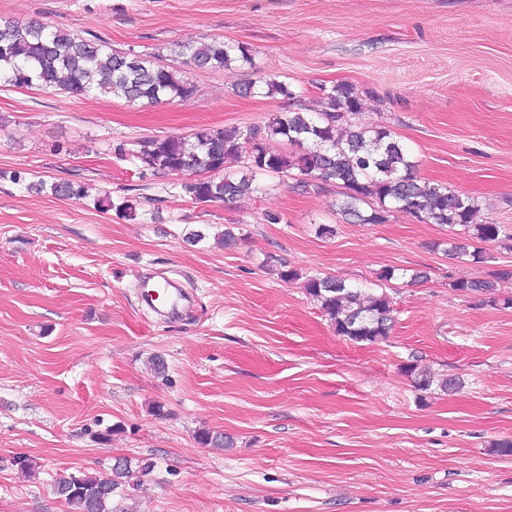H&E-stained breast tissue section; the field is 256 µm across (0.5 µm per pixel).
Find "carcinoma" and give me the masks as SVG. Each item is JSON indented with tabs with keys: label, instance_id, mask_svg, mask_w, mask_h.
<instances>
[{
	"label": "carcinoma",
	"instance_id": "1",
	"mask_svg": "<svg viewBox=\"0 0 512 512\" xmlns=\"http://www.w3.org/2000/svg\"><path fill=\"white\" fill-rule=\"evenodd\" d=\"M170 53L194 69H224L234 63L249 64L250 50L239 43L213 39L209 42H176ZM18 88H53L71 97L98 93L117 96L132 104H159L191 96L195 85L177 69L145 55L114 50L99 38H85L62 30H51L38 21L19 22L0 18V84ZM243 97L280 95L290 101L288 110L268 123L245 130L204 128L188 136H167L142 141L137 158L159 172L192 176L181 184L184 195L198 203H230L260 190L259 180L276 175L290 177L302 191L320 190L334 184L343 199L336 210L345 220L362 224H384L392 213H405L417 221L463 228L477 243L473 251L458 243L448 255L469 257L474 263L485 259L483 246L499 240L503 224H474L477 201L445 185L421 180L417 161L388 128L352 122L361 111V98L345 83L326 94L322 109L305 112L290 85L269 76L238 89ZM284 141L302 148L290 153L274 147ZM244 164L245 172L235 177L225 172L231 161ZM34 188L62 199H83L84 184L60 180L40 181ZM101 208H114L132 218L135 207L127 200L119 204L109 195L96 201ZM271 270L283 281L300 278L299 271L271 255ZM512 279L503 270L493 281L460 278L453 288L462 296H478L483 303L512 305V296L502 295L498 282ZM305 292L318 303L336 335L352 342L373 344L387 338L394 321V308L384 294L369 293L329 276L308 275ZM415 387L428 393L453 392L458 382L435 374L417 364L404 368ZM198 444L209 448L228 445L224 434L204 430ZM150 463L132 465L119 459L107 471L57 479L55 492L71 512H112V496L130 485L136 472L147 471Z\"/></svg>",
	"mask_w": 512,
	"mask_h": 512
}]
</instances>
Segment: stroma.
<instances>
[{"instance_id": "35a3bbf8", "label": "stroma", "mask_w": 512, "mask_h": 512, "mask_svg": "<svg viewBox=\"0 0 512 512\" xmlns=\"http://www.w3.org/2000/svg\"><path fill=\"white\" fill-rule=\"evenodd\" d=\"M0 16L175 68L176 41L239 42L254 59L187 70L195 94L153 106L0 86V512H69L55 479L118 458L154 468L112 512H512V456L494 448L512 439V308L452 287L512 270V240L460 262L440 225L339 221L333 185L303 193L271 176L199 204L186 175L135 157L147 139L287 108L237 96L244 83L284 77L310 112L347 83L358 122L393 130L419 177L475 198L474 223L511 229L512 0H0ZM59 180L87 197L32 188ZM106 194L134 219L98 208ZM227 226L237 245L215 247ZM194 231L203 240L187 243ZM270 255L299 279L268 271ZM312 274L386 293L388 338L338 336L303 288ZM162 277L194 297L181 319L139 303L140 283ZM412 363L460 390L421 395ZM202 429L233 447H201ZM21 454L35 477L16 470Z\"/></svg>"}]
</instances>
